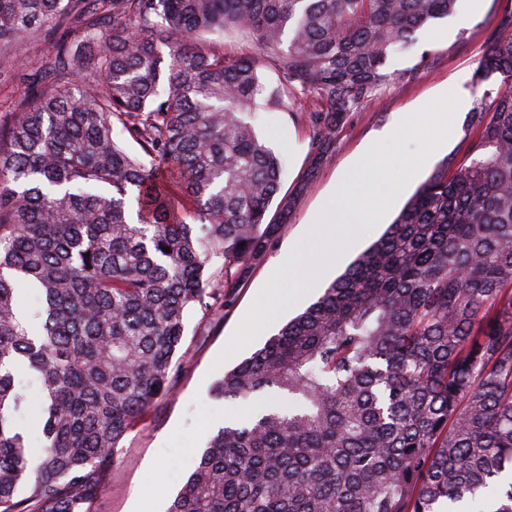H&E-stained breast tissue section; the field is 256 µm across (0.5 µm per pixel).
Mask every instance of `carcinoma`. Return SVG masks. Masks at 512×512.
<instances>
[{"instance_id": "obj_1", "label": "carcinoma", "mask_w": 512, "mask_h": 512, "mask_svg": "<svg viewBox=\"0 0 512 512\" xmlns=\"http://www.w3.org/2000/svg\"><path fill=\"white\" fill-rule=\"evenodd\" d=\"M457 2L0 0L1 52L49 44L0 125V512H88L179 378L190 312L226 303L288 221L287 199L267 221L284 162L257 132L283 96L200 36L252 39L326 105L309 114L317 164ZM501 25L465 161L224 373V398L276 400L211 435L167 512H512V94L494 81L512 80V12ZM21 372L38 453L15 420ZM16 385L27 399L25 418L21 420V423H25L26 420L34 419L39 414V389L26 375H18Z\"/></svg>"}]
</instances>
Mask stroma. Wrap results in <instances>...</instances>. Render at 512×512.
Masks as SVG:
<instances>
[{"label": "stroma", "mask_w": 512, "mask_h": 512, "mask_svg": "<svg viewBox=\"0 0 512 512\" xmlns=\"http://www.w3.org/2000/svg\"><path fill=\"white\" fill-rule=\"evenodd\" d=\"M512 0H460L455 17L434 23L422 32L417 45L397 55L382 85L362 100L344 124L320 164L307 114L317 106L303 94L287 108L267 114L258 133L286 159L280 192L292 196L293 211L273 240L264 261L232 291V301L209 315L191 313L186 322L182 371L171 396L125 437L119 460L107 485L90 503L89 512H131L141 498L147 512H166L192 472L210 435L225 419L242 418L268 402L267 394L227 400L215 387L231 369L317 300L323 289L366 251L392 223L433 168L449 156L464 158V130L437 143L434 122L426 109L437 98L454 102L466 92L470 103L481 97L472 74ZM400 124L401 139H382L383 130ZM376 147L382 170L365 166V152ZM426 156L427 163L411 171L406 160ZM389 192L395 202L383 223L368 224L357 245L347 244L334 225L320 221L324 207L363 191ZM274 286L276 297L262 302L261 293Z\"/></svg>", "instance_id": "1"}]
</instances>
